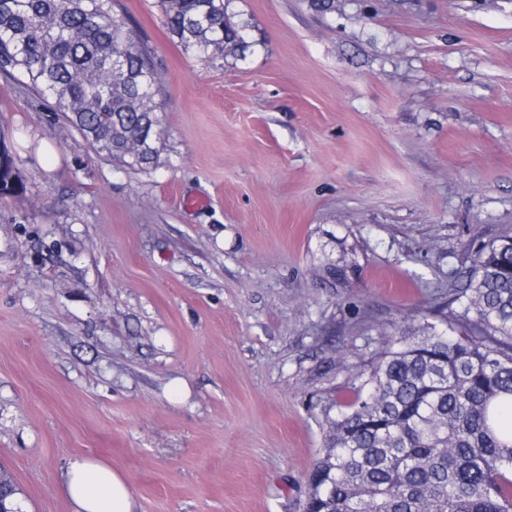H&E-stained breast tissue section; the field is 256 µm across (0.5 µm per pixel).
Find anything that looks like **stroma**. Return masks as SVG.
<instances>
[{
	"mask_svg": "<svg viewBox=\"0 0 512 512\" xmlns=\"http://www.w3.org/2000/svg\"><path fill=\"white\" fill-rule=\"evenodd\" d=\"M229 12L264 50L201 57L160 0H115L161 77L146 170L0 73L24 186L0 198V467L20 512H72L81 455L137 512H303L355 367L512 226V0Z\"/></svg>",
	"mask_w": 512,
	"mask_h": 512,
	"instance_id": "35a3bbf8",
	"label": "stroma"
}]
</instances>
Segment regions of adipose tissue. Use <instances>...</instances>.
Listing matches in <instances>:
<instances>
[{
  "label": "adipose tissue",
  "mask_w": 512,
  "mask_h": 512,
  "mask_svg": "<svg viewBox=\"0 0 512 512\" xmlns=\"http://www.w3.org/2000/svg\"><path fill=\"white\" fill-rule=\"evenodd\" d=\"M61 486L73 512H134L136 507L133 488L124 475L96 458L71 459Z\"/></svg>",
  "instance_id": "adipose-tissue-1"
}]
</instances>
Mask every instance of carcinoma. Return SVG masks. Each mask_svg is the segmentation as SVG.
<instances>
[{
  "label": "carcinoma",
  "mask_w": 512,
  "mask_h": 512,
  "mask_svg": "<svg viewBox=\"0 0 512 512\" xmlns=\"http://www.w3.org/2000/svg\"><path fill=\"white\" fill-rule=\"evenodd\" d=\"M230 0H162L173 36L206 57L262 42ZM55 101L97 152L133 169L129 148L159 123L154 64L112 0H0V73ZM22 186L6 152L0 198ZM428 321L384 336L351 376L355 401L325 413V448L305 512H512V228L452 271Z\"/></svg>",
  "instance_id": "carcinoma-1"
}]
</instances>
